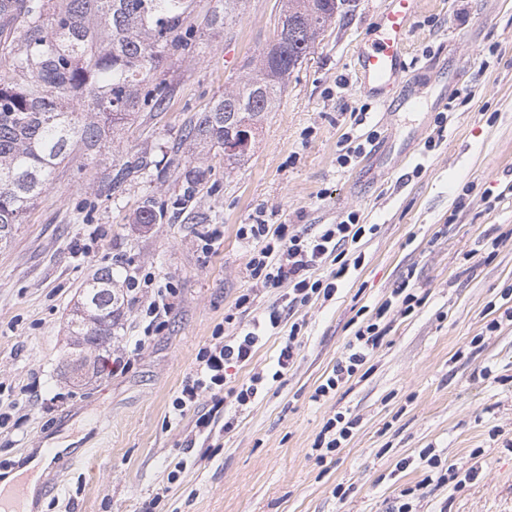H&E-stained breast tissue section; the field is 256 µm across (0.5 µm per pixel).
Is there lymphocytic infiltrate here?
<instances>
[{
	"mask_svg": "<svg viewBox=\"0 0 512 512\" xmlns=\"http://www.w3.org/2000/svg\"><path fill=\"white\" fill-rule=\"evenodd\" d=\"M362 231L356 213L352 212L346 220L321 225L313 234L289 229L285 224L271 226L260 219L253 224L240 225L237 235L253 246L249 260L251 276L270 287L288 284V305L293 308L306 305L315 296L328 299L335 294L337 279L349 269L347 247L357 243ZM329 261L336 263V271L329 278H317V270ZM128 284L133 289L143 286L152 289L153 298L146 309L149 319L146 330L150 333L161 331L172 308L173 288L155 287L154 278L149 273L131 275ZM279 323L280 314L273 310L264 321L254 322L252 327L240 329L236 335L201 348L196 356V377L183 385L173 402L175 410L181 412L193 406L200 387L223 386L225 364L232 360L247 361L263 332L278 328ZM383 337L384 330L378 323L370 322L359 327L349 341L344 357L337 361L331 375L316 387L314 400L336 393L354 379Z\"/></svg>",
	"mask_w": 512,
	"mask_h": 512,
	"instance_id": "obj_1",
	"label": "lymphocytic infiltrate"
}]
</instances>
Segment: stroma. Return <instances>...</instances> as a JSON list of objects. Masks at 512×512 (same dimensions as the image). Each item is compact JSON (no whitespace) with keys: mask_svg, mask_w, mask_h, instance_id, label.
<instances>
[{"mask_svg":"<svg viewBox=\"0 0 512 512\" xmlns=\"http://www.w3.org/2000/svg\"><path fill=\"white\" fill-rule=\"evenodd\" d=\"M277 3L248 0L236 24L212 29L217 0H196V49L168 66L164 107L138 113L96 157L60 165L0 247V471L40 448L93 451L80 465H51L37 512H389L400 489L422 482L427 448L478 475L459 487L425 485L415 512H512V300L502 296L512 287V0H425L400 82L422 87L429 108L389 114L356 66L383 0H350L289 76L248 161L230 171L223 152L181 134L246 79L274 38ZM370 128L380 155L340 167L341 136ZM142 151L159 168L121 193L102 189L113 162ZM148 199L163 223H137ZM351 212L366 227L350 248L359 266L331 299L284 315L248 363L228 369L231 388L263 376L256 398L225 405L207 389L193 408L174 410L199 349L216 327L232 333L226 315L246 324L282 305L281 289L252 280L239 226L262 213L313 233ZM104 266L124 302L109 354L132 364L84 387L61 358L71 309ZM135 271L175 290L166 327L137 351L130 341L143 333L148 296L129 289ZM405 280L421 306L406 316L391 307L367 374L313 401L354 332ZM244 294L245 311L236 306ZM494 319L500 327L488 331ZM296 322L294 364L276 376ZM213 410L219 423L198 434L197 418ZM339 412L359 424L343 448L318 457L314 440Z\"/></svg>","mask_w":512,"mask_h":512,"instance_id":"1","label":"stroma"}]
</instances>
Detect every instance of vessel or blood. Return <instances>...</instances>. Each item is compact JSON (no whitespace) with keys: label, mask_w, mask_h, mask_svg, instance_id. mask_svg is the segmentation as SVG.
<instances>
[{"label":"vessel or blood","mask_w":512,"mask_h":512,"mask_svg":"<svg viewBox=\"0 0 512 512\" xmlns=\"http://www.w3.org/2000/svg\"><path fill=\"white\" fill-rule=\"evenodd\" d=\"M422 0H389L370 40L361 43L357 67L364 88L385 99L405 66L406 41L412 17Z\"/></svg>","instance_id":"obj_1"}]
</instances>
